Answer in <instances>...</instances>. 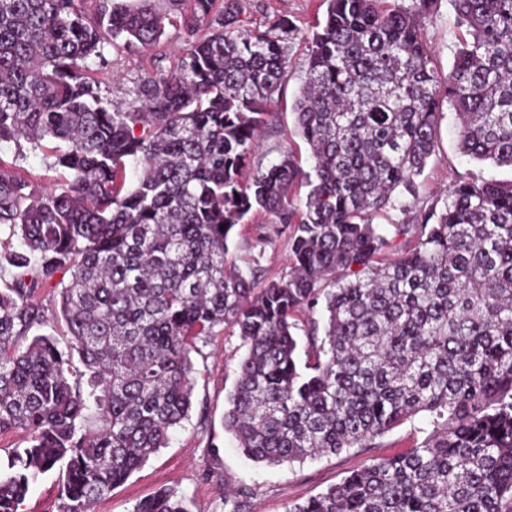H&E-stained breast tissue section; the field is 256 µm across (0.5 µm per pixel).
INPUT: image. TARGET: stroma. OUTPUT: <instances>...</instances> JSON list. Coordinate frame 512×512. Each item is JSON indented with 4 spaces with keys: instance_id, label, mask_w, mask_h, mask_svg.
Masks as SVG:
<instances>
[{
    "instance_id": "obj_1",
    "label": "stroma",
    "mask_w": 512,
    "mask_h": 512,
    "mask_svg": "<svg viewBox=\"0 0 512 512\" xmlns=\"http://www.w3.org/2000/svg\"><path fill=\"white\" fill-rule=\"evenodd\" d=\"M239 20L247 28L270 26L276 19H290L301 31L321 20L326 6L322 0H238ZM422 34L433 53L439 75H447L457 48L465 36L458 24L454 0H436L422 21ZM182 43L179 23L167 24L162 44L156 51L123 56L104 72L103 81L117 106L132 97L133 81L155 68L176 65V49ZM306 67V48L296 43L290 56L288 80L275 107L272 128L263 134V149L253 161L262 168L277 163L282 151L293 150L303 170H310L306 143L295 127L292 107ZM459 125L451 109H444L434 154L417 178L419 199L431 203L445 199L456 181L480 172L496 180L512 179V168L479 165L463 156L458 146ZM266 236L256 247L258 236ZM289 234L278 231L274 217L259 213L233 230L230 258L240 267L258 268V285L286 272L289 263ZM207 360L193 377L192 410L171 435L166 448L152 455L126 482L94 504L91 512H133L139 501L161 489L185 496L192 512H231L225 491L248 488L246 512H287L293 502L326 491L371 460L402 454L420 444L433 430L432 418L421 413L377 438L373 445L350 448L291 465H268L247 459L224 429L226 397L236 380L237 363L246 352L236 329L216 328L205 346ZM59 472L40 475L20 504L18 512H62Z\"/></svg>"
}]
</instances>
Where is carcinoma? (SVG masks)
<instances>
[{
	"mask_svg": "<svg viewBox=\"0 0 512 512\" xmlns=\"http://www.w3.org/2000/svg\"><path fill=\"white\" fill-rule=\"evenodd\" d=\"M326 2L301 35L285 19L239 25L236 0H0V142L63 173L42 189L0 157V227L20 242L0 288V435L27 439L0 462V512L58 464L62 512L124 483L188 418L192 354L224 325L246 346L224 425L255 462L433 418L420 446L288 512H512V180L474 175L441 205L405 209L395 235L413 239L387 262L374 224L393 193L417 202L445 102L463 155L512 168V0H455L469 38L444 78L421 30L434 0ZM174 16L177 65L112 106L98 74L114 53L158 46ZM298 39L293 110L313 165L286 151L247 179ZM257 212L291 244L289 270L259 290L256 269L228 259ZM45 288L65 347L41 332ZM134 512L190 509L163 489Z\"/></svg>",
	"mask_w": 512,
	"mask_h": 512,
	"instance_id": "carcinoma-1",
	"label": "carcinoma"
}]
</instances>
